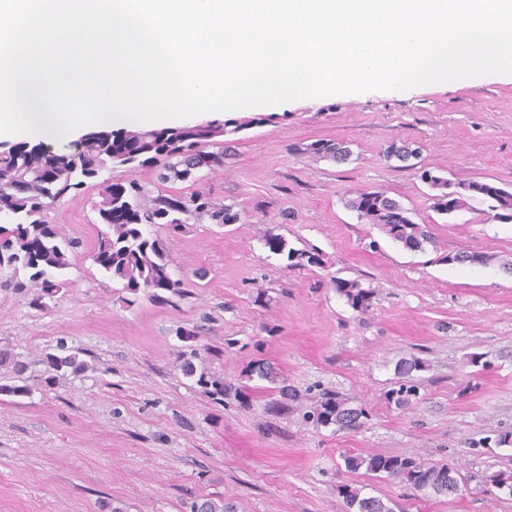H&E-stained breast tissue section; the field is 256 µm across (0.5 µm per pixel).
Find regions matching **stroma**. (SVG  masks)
<instances>
[{
	"mask_svg": "<svg viewBox=\"0 0 512 512\" xmlns=\"http://www.w3.org/2000/svg\"><path fill=\"white\" fill-rule=\"evenodd\" d=\"M277 112L237 134L223 167L196 181L161 186L147 169L105 171L152 196L201 190L240 213L228 225H147L183 296L129 294L93 263V179L49 213L78 243L62 290L36 308L33 289L15 290L0 273V350L12 355L0 385L29 389L0 392V512H190L203 497L237 512H346L344 484L395 512H512L490 481L512 473V444L496 442L512 432V223L490 220L479 199L438 214L420 178L426 169L512 192V77L303 99ZM319 140L346 143L352 155L307 153ZM393 143L418 150L417 168L387 159ZM365 190L403 204L428 225L431 244L407 250L346 208ZM271 234L319 264L287 268L265 245ZM473 251L492 262L449 260ZM336 277L373 289L371 309L354 311ZM180 329L194 338L179 339ZM62 347L79 371L49 372L46 355ZM414 358L421 399L401 409L386 395L401 380L399 362ZM258 360L293 399L248 377ZM207 381L223 385V399L206 393ZM330 395L365 409L359 429L307 421ZM354 453L452 463L460 489L427 497L351 472L344 458Z\"/></svg>",
	"mask_w": 512,
	"mask_h": 512,
	"instance_id": "stroma-1",
	"label": "stroma"
}]
</instances>
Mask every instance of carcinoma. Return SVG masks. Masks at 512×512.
I'll return each mask as SVG.
<instances>
[{
    "label": "carcinoma",
    "instance_id": "cac0c4a2",
    "mask_svg": "<svg viewBox=\"0 0 512 512\" xmlns=\"http://www.w3.org/2000/svg\"><path fill=\"white\" fill-rule=\"evenodd\" d=\"M269 121L267 117L248 118L226 122L223 125L227 139L214 140L213 126H190L163 129L126 128L101 130L89 134L88 143L78 154L58 152L48 155L43 144L19 142L0 150V270L10 273L14 287L21 290L33 285L41 289L31 304L43 306V299L52 297L65 285L62 276L70 266L67 248L71 243L62 238L58 225L47 220V213L71 191L87 186L105 169L114 167L113 157H128L127 169L154 171L161 184L187 181L203 168L212 170L224 165V155L231 148L229 136L254 124ZM306 151L336 162L348 160L351 151L342 143L316 141ZM420 177L438 190L434 208L442 214H452L468 207V201L480 198L488 202L490 219L512 222V192L492 182H457L448 189V180L424 170ZM99 200L94 203L99 223L104 230L98 235L93 262L106 274L122 284L130 294L140 290L173 296L183 294L182 281L169 272V263L160 243L144 231L146 224H170L179 228L186 216L197 220L208 218L217 224H234L239 214L229 206L215 207L202 193L185 199L159 194L149 196L135 179L127 184L99 183ZM346 206L358 217L375 224L387 236L411 251H420L431 240L426 225L415 223L396 199L383 191H362L346 201ZM270 252L286 257L287 267L297 268L318 264L319 258L310 252L287 248L285 240L270 234L265 239ZM492 256L483 252H462L448 257V261L486 264ZM26 274L28 280L19 278ZM336 292L345 298L355 311L365 313L372 307L374 292L356 280L336 278ZM49 367L59 372L78 371L81 364L73 354H51ZM417 397V386L402 384L388 393V400L405 407ZM365 416L362 408H351L335 397L322 401L313 413L321 426L333 425L338 430L361 427ZM351 471L360 469L368 474L395 479L425 496H448L459 491L460 475L457 468L447 463H430L416 454L393 455L358 454L344 458ZM347 512H394L383 499L365 496L362 490L345 484L339 487ZM191 512H235L224 501L206 499L194 503Z\"/></svg>",
    "mask_w": 512,
    "mask_h": 512
}]
</instances>
